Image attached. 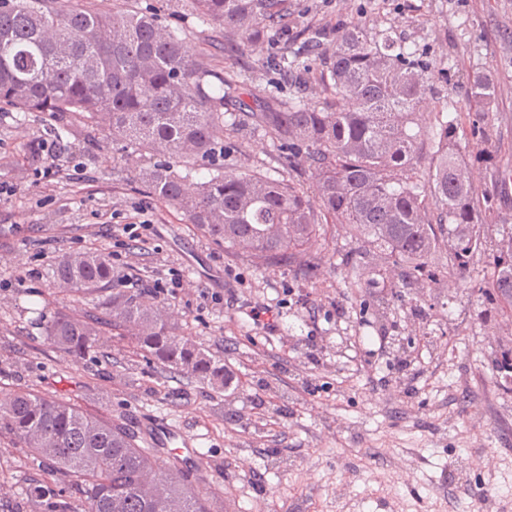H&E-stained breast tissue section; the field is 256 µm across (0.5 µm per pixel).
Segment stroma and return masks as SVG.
Listing matches in <instances>:
<instances>
[{
    "mask_svg": "<svg viewBox=\"0 0 512 512\" xmlns=\"http://www.w3.org/2000/svg\"><path fill=\"white\" fill-rule=\"evenodd\" d=\"M301 26L324 29L363 21L392 29L450 63L437 95L469 111L466 75L487 70L497 96L485 120L501 138L478 144L459 134L467 160L487 154L512 177V0H298ZM178 30L195 60L287 100L294 87L277 68L292 38L223 48L224 32L187 11L183 0H135ZM45 120L0 108V391L24 387L78 406L142 434L153 419L195 439L196 460L182 467L211 493L214 512H512V379L493 360L512 349V310L487 299L488 259L463 272H441L425 290L391 297L390 280L352 288L341 256L355 241L337 236L324 249L321 275L303 281L288 267L258 268L201 236L184 215L151 199L139 162L116 151L111 136L72 125L61 139L43 135ZM228 171L275 169L269 138L250 126L225 128ZM143 224V239L112 234ZM103 250L119 273L154 281L176 278L165 295L186 333L223 359L235 390L212 392L162 370L125 341L112 361L74 365L44 341L40 324L60 309L47 274L63 255ZM390 297L378 318L375 297ZM278 310L272 329L257 328L251 305ZM388 340L376 353L358 339ZM320 337L317 362L307 355ZM482 465L464 473L462 458ZM29 452L0 437V507L21 500ZM262 479L251 483L250 471ZM485 484L472 502L465 487Z\"/></svg>",
    "mask_w": 512,
    "mask_h": 512,
    "instance_id": "35a3bbf8",
    "label": "stroma"
}]
</instances>
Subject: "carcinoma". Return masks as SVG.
<instances>
[{
  "label": "carcinoma",
  "mask_w": 512,
  "mask_h": 512,
  "mask_svg": "<svg viewBox=\"0 0 512 512\" xmlns=\"http://www.w3.org/2000/svg\"><path fill=\"white\" fill-rule=\"evenodd\" d=\"M187 4L224 28L230 46L295 30L297 48L278 67L301 74L305 88L334 90V107L300 93L285 103L264 90L239 101L238 118L268 134L288 178L215 164L209 179H191L224 148L233 82L200 66L151 8L103 14L66 0H0V103L50 120L75 114L90 133L106 129L122 157L149 155L153 163L139 171L146 193L258 267L286 265L315 280L322 245L340 228L361 244L342 255L343 265H368L421 289L436 283L439 268L466 269L486 254L488 287L512 303V217L498 211L466 161L448 101L423 112L444 74L433 58L367 25L342 28L333 55L322 58L319 33L297 26L293 0ZM468 84L470 101L488 112L497 93L492 76L475 73ZM123 283L105 251L63 256L50 288L97 303L55 316L44 327L46 343L78 363L109 358L101 336H128L169 372L224 392V363L199 348L168 308ZM0 433L30 449L43 473L29 479L22 512H212L174 457L72 404L14 390L0 397Z\"/></svg>",
  "instance_id": "1"
}]
</instances>
